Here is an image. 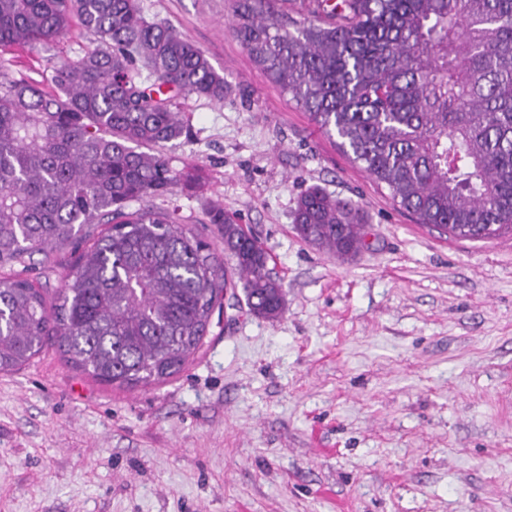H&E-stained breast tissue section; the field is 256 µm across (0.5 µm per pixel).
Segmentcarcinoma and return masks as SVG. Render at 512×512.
Segmentation results:
<instances>
[{"mask_svg":"<svg viewBox=\"0 0 512 512\" xmlns=\"http://www.w3.org/2000/svg\"><path fill=\"white\" fill-rule=\"evenodd\" d=\"M284 0H234L233 36L326 135L420 224L489 240L512 231V0H319L288 21ZM93 36L56 65L47 91L0 66V372L56 340L66 361L136 387L181 371L228 288L223 262L176 211L129 203L200 176L160 151L186 135L182 94L229 92L204 52L144 18L139 0H0V49ZM224 253L249 310L283 313L271 255L217 208ZM98 224L110 228L98 235ZM297 234L346 261L364 246L360 208L319 188ZM89 250L47 307L24 276L53 248Z\"/></svg>","mask_w":512,"mask_h":512,"instance_id":"cac0c4a2","label":"carcinoma"}]
</instances>
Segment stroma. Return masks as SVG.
<instances>
[{
  "mask_svg": "<svg viewBox=\"0 0 512 512\" xmlns=\"http://www.w3.org/2000/svg\"><path fill=\"white\" fill-rule=\"evenodd\" d=\"M231 86L181 98L167 143L200 188L130 203L178 207L223 252L211 206L276 262L281 317L225 296L202 347L168 380L105 384L57 347L0 374V512H512V232L484 241L419 224L272 82L230 30L233 0H139ZM92 41L0 50L50 85ZM317 185L357 203L365 246L342 263L293 228ZM76 253L35 260L55 305Z\"/></svg>",
  "mask_w": 512,
  "mask_h": 512,
  "instance_id": "35a3bbf8",
  "label": "stroma"
}]
</instances>
